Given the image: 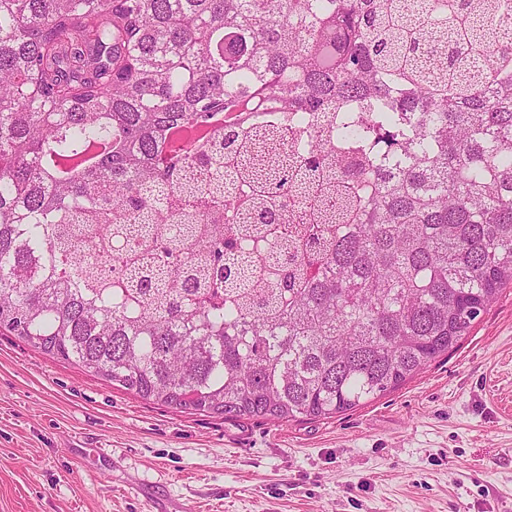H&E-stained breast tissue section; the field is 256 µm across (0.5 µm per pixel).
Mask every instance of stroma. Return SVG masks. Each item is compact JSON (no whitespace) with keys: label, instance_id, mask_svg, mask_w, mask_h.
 <instances>
[{"label":"stroma","instance_id":"stroma-1","mask_svg":"<svg viewBox=\"0 0 512 512\" xmlns=\"http://www.w3.org/2000/svg\"><path fill=\"white\" fill-rule=\"evenodd\" d=\"M512 512V285L458 347L327 419L143 400L0 333V512Z\"/></svg>","mask_w":512,"mask_h":512}]
</instances>
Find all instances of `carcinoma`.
I'll return each mask as SVG.
<instances>
[{
	"mask_svg": "<svg viewBox=\"0 0 512 512\" xmlns=\"http://www.w3.org/2000/svg\"><path fill=\"white\" fill-rule=\"evenodd\" d=\"M266 112L307 145L224 171L235 128L172 144ZM375 137L386 159L350 155ZM175 191L177 234L155 224ZM311 202L254 287L251 225ZM116 205L153 257H112L109 282ZM223 212L251 224L182 275ZM509 284L512 0H0V329L40 352L176 409L326 419L452 351Z\"/></svg>",
	"mask_w": 512,
	"mask_h": 512,
	"instance_id": "obj_1",
	"label": "carcinoma"
}]
</instances>
